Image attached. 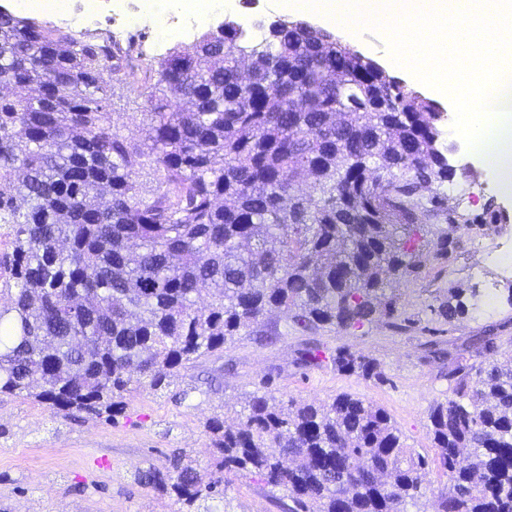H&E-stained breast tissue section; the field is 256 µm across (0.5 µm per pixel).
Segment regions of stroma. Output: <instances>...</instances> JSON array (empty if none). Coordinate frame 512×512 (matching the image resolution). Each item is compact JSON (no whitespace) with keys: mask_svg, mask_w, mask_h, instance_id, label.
Listing matches in <instances>:
<instances>
[{"mask_svg":"<svg viewBox=\"0 0 512 512\" xmlns=\"http://www.w3.org/2000/svg\"><path fill=\"white\" fill-rule=\"evenodd\" d=\"M142 66L118 56L102 69L106 109L114 127L131 141L143 140L147 102L140 93ZM457 185L475 196L466 211L481 214L487 202L512 218V195L501 192L492 172L455 137L444 138ZM474 224H452L453 244L443 259L427 261L419 275L401 279L390 292L393 317L378 316L360 329H292L274 310L266 326L269 341L241 336L223 352L175 373L171 392L187 390L184 401L142 389L124 417L112 423L66 417L52 405L0 397V507L5 512H177L172 499L137 484L136 466L162 464L173 449L189 451L200 465L211 458L203 421L213 414L235 422L246 396L269 383L282 399L324 402L346 392L383 407L413 451L433 455L427 435L429 408L450 393L448 369L454 359L476 367L485 357L475 339L495 337L499 356L512 353V274L472 252ZM479 289L493 296L491 308L446 321L436 313L449 289ZM318 358L303 362L308 347ZM379 361L385 381L339 372L340 348ZM285 491L270 489L247 472L227 491L226 512H284Z\"/></svg>","mask_w":512,"mask_h":512,"instance_id":"obj_1","label":"stroma"}]
</instances>
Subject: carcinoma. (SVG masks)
<instances>
[{
    "instance_id": "1",
    "label": "carcinoma",
    "mask_w": 512,
    "mask_h": 512,
    "mask_svg": "<svg viewBox=\"0 0 512 512\" xmlns=\"http://www.w3.org/2000/svg\"><path fill=\"white\" fill-rule=\"evenodd\" d=\"M112 58L0 9V88L37 89L0 94L1 395L110 420L141 389L163 393L174 372L261 332L273 309L300 331L391 317L387 291L423 266L418 239L448 254V230L421 217L469 222L444 189L455 172L440 108L323 29L280 18L254 43L226 20L173 46L145 67L139 144L99 96ZM483 298L451 288L437 313H477ZM333 361L386 380L345 348ZM448 378L428 416L431 461L380 406L348 393L285 402L264 382L236 425L203 423L208 467L176 450L133 477L179 512H214L244 471L285 491L288 512H410L433 463L446 477L439 512H512V355Z\"/></svg>"
}]
</instances>
